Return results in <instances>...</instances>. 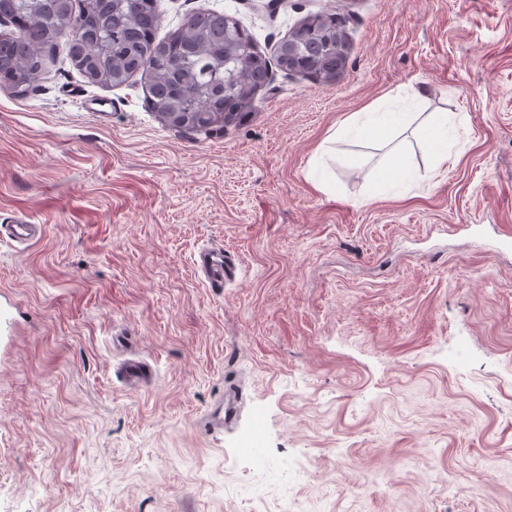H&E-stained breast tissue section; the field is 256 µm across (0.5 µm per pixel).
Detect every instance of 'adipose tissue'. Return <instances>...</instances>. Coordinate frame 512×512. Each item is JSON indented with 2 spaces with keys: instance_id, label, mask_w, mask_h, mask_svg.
Instances as JSON below:
<instances>
[{
  "instance_id": "1",
  "label": "adipose tissue",
  "mask_w": 512,
  "mask_h": 512,
  "mask_svg": "<svg viewBox=\"0 0 512 512\" xmlns=\"http://www.w3.org/2000/svg\"><path fill=\"white\" fill-rule=\"evenodd\" d=\"M406 124L405 117L400 115L356 112L344 118L330 138L335 141L353 137L385 145L387 151L378 166L377 177L388 181L402 176L407 170L405 155L391 146Z\"/></svg>"
}]
</instances>
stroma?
Returning <instances> with one entry per match:
<instances>
[{
  "instance_id": "1",
  "label": "stroma",
  "mask_w": 512,
  "mask_h": 512,
  "mask_svg": "<svg viewBox=\"0 0 512 512\" xmlns=\"http://www.w3.org/2000/svg\"><path fill=\"white\" fill-rule=\"evenodd\" d=\"M159 37L235 16L269 60L236 123L189 131L144 77L90 82L66 42L26 95L0 87V512H512V0H157ZM336 11L329 82L279 47ZM426 96L413 100L411 87ZM461 116L447 168L416 128V180L330 130L369 106ZM223 249V287L196 267ZM153 379L132 386L121 363ZM235 421L204 431L230 388ZM269 461L241 439L253 420ZM466 486L451 495V484Z\"/></svg>"
}]
</instances>
